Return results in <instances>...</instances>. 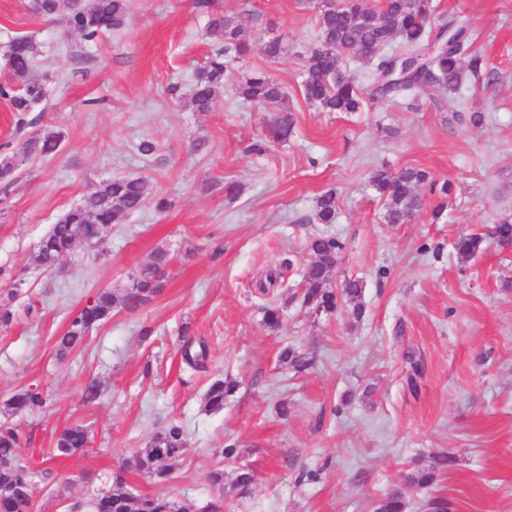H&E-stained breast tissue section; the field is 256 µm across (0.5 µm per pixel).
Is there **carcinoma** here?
I'll list each match as a JSON object with an SVG mask.
<instances>
[{
	"label": "carcinoma",
	"instance_id": "cac0c4a2",
	"mask_svg": "<svg viewBox=\"0 0 512 512\" xmlns=\"http://www.w3.org/2000/svg\"><path fill=\"white\" fill-rule=\"evenodd\" d=\"M58 0H32L34 13L53 17L58 13ZM432 0H342L339 5L326 4L318 15V45L311 51L305 76L301 81L304 99L327 112H356L364 104V93L351 77L344 74L340 60L332 48L346 44L355 49L373 46L391 47V52L377 59L375 86L372 98L391 100L407 97L412 102L425 99L441 106L447 93H456L468 76L484 77L490 84L497 79L484 55L466 50L474 43L469 26L458 17L442 20L437 31L429 28L425 18L433 13ZM129 14L128 0H75L65 17L68 29L78 33L86 42H95L104 33L122 29ZM253 14H224L211 16V32L221 40V46L209 56L195 76L189 100L197 112L210 110L213 100L224 84L232 79L230 63L233 56L245 50L240 34L246 22L255 21ZM40 50L39 42L31 35L12 38L4 50L9 80L0 84V96L10 98L14 111L25 113L45 97L44 83L32 73V63ZM235 94L259 105L268 103L283 106L288 91L267 75H258L233 84ZM63 135L45 128L28 137L20 150L32 159L53 157L60 151ZM370 183L383 201L384 219L389 224H405L426 205L419 188L429 186L432 194L448 196L452 185L440 183L426 170L408 167L395 173L385 167L376 168ZM152 204L155 211L164 213L173 207L169 197L151 194L142 178L119 177L105 182L101 188L83 199L81 205L66 211L42 238L34 256L35 263L45 271L62 255L70 253L83 238V226L91 221L99 224H123L127 217ZM313 219L318 224L336 223V194L328 191L316 199ZM498 245L512 247V218H504L493 228ZM483 238L478 234L458 239L455 250L468 262L481 253ZM310 260L304 276L303 303L317 312H332L339 304H350L353 313L362 314L359 298L363 284L357 279L345 281L341 292L329 287V275L336 267L343 245L333 237L317 236L309 241ZM172 261L170 252L157 248L151 261L144 265L134 281L135 287L118 296L110 289L99 291L91 304L84 306L71 318L66 332L59 338L57 351L65 356L82 346L86 336L97 325L112 318L115 307L122 305L135 310L148 303L162 287V280ZM181 356L193 370L206 368L207 350L204 343L193 348V342L182 345ZM280 361L297 370L311 365V360L293 349H284ZM236 387L234 381L217 380L207 389L203 408L207 412L224 409V398ZM43 406L40 394L24 391L15 394L7 404L14 414L37 411ZM87 428L74 425L63 430L56 440L54 456L67 457L86 447ZM27 438L22 431L8 423L0 424V495L18 484L32 483L34 472L22 464L19 449ZM188 449L184 428L178 423L157 432L146 445L130 458L124 467L157 482L170 479L175 460ZM448 466V458L434 459L430 468L417 472L410 482L417 486L430 484L435 471ZM235 484L242 496L253 494L256 478L252 471L241 470ZM90 507L96 512H189V506L169 497L129 493L122 478L103 488ZM405 502L399 491L390 493L378 506V512H404ZM32 498L0 500V512H32Z\"/></svg>",
	"mask_w": 512,
	"mask_h": 512
}]
</instances>
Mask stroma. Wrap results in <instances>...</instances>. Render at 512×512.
Returning a JSON list of instances; mask_svg holds the SVG:
<instances>
[{"mask_svg": "<svg viewBox=\"0 0 512 512\" xmlns=\"http://www.w3.org/2000/svg\"><path fill=\"white\" fill-rule=\"evenodd\" d=\"M323 3L216 0L215 13L258 16L232 71L287 86L293 128L277 140L281 111L231 89L209 111L190 106L195 70L219 45L195 0H129L126 26L94 44L65 27L67 0L55 21L33 14L28 0H0V48L35 36L34 74L49 79L45 100L25 115L0 99V149L16 163L14 181L0 182V291L24 282L11 321L0 324V422L28 438L33 512H68L118 475L131 492L217 512H376L395 490L405 512H512V251L488 237L512 215V0H433L436 16L471 23L494 84L467 79L439 108L368 100L357 112L323 111L301 93ZM274 37L284 48L276 60L263 51ZM474 111L484 116L477 126L466 120ZM47 125L62 132L61 151L43 160L19 153L20 141ZM144 139L155 142L152 155L138 153ZM259 141L260 154L250 149ZM382 165L425 168L453 190L427 196L409 223H386L369 181ZM113 177L146 179L172 209L144 206L113 225L102 248L77 243L63 273L43 271L33 257L51 225ZM229 180L241 188L233 199ZM330 190L336 221L315 223V201ZM470 232L487 240L473 261L458 262L452 244ZM320 234L343 245L331 287L363 283L361 317L348 306L325 313L301 303L308 240ZM159 247L173 257L160 293L139 310L117 309L84 348L59 357L72 313L101 289L130 288ZM272 301L283 315L275 331L263 322ZM182 333L206 343V370L185 368ZM287 348L311 367L282 364ZM411 353L423 367L414 388ZM219 378L237 387L209 414L203 394ZM92 380L100 391L90 401ZM20 390L40 393L44 407L8 416ZM174 422L189 448L171 480L121 472ZM74 424L87 428V448L52 456L57 434ZM230 444L238 456L222 459ZM443 454L454 462L433 484L409 483ZM218 464L220 490L208 481ZM243 467L257 479L247 498L233 485Z\"/></svg>", "mask_w": 512, "mask_h": 512, "instance_id": "1", "label": "stroma"}]
</instances>
